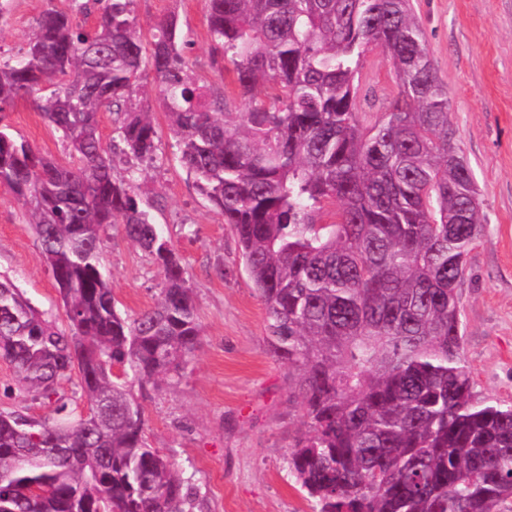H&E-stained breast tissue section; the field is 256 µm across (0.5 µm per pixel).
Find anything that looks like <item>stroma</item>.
I'll return each mask as SVG.
<instances>
[{"label":"stroma","instance_id":"stroma-1","mask_svg":"<svg viewBox=\"0 0 512 512\" xmlns=\"http://www.w3.org/2000/svg\"><path fill=\"white\" fill-rule=\"evenodd\" d=\"M70 0H7L0 13V54L27 47L36 18ZM430 55L448 86L457 142L477 184L484 232L466 257L460 286L464 357L478 397L512 404V0H413ZM142 32L173 14L191 44L187 62L210 92L226 95L230 111H245L213 61L205 0H135ZM364 114L371 126L397 96L380 50L360 61ZM159 134L157 159L138 176L142 197H162L153 213L188 269L203 336L185 368L140 398L151 447L169 455L190 477L196 512H314L288 469L294 437L304 428L289 401L287 367L269 351L265 309L245 271L238 240L180 163L177 140L152 82L139 93ZM13 135L42 154L69 163L61 132L49 126L33 98L16 101L5 118ZM40 241L25 206L0 186V274L30 302L63 321L57 286L39 259ZM121 310L150 308L163 274L114 227L101 254ZM10 363L0 358V410L19 409L39 420L52 405L17 390Z\"/></svg>","mask_w":512,"mask_h":512}]
</instances>
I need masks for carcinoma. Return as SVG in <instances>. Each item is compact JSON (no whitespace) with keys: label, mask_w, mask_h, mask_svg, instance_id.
Wrapping results in <instances>:
<instances>
[{"label":"carcinoma","mask_w":512,"mask_h":512,"mask_svg":"<svg viewBox=\"0 0 512 512\" xmlns=\"http://www.w3.org/2000/svg\"><path fill=\"white\" fill-rule=\"evenodd\" d=\"M101 2L94 28L49 8L24 52L0 55V183L34 217L66 321L1 277L0 357L43 399L77 376L95 411L0 412V512H194L197 492L148 444L132 392L160 387L201 344L186 267L136 192L134 164L159 142L137 102L147 67L182 165L265 305L307 426L288 468L314 512H504L512 405L474 392L458 292L483 231L479 194L411 0H205L213 56L231 64L246 112L193 75L175 17L155 23L147 50L133 0ZM374 48L398 95L367 128L355 78ZM34 94L75 164L3 123ZM105 111L122 115V178L99 135ZM116 224L163 273L158 302L136 315L100 266Z\"/></svg>","instance_id":"carcinoma-1"}]
</instances>
